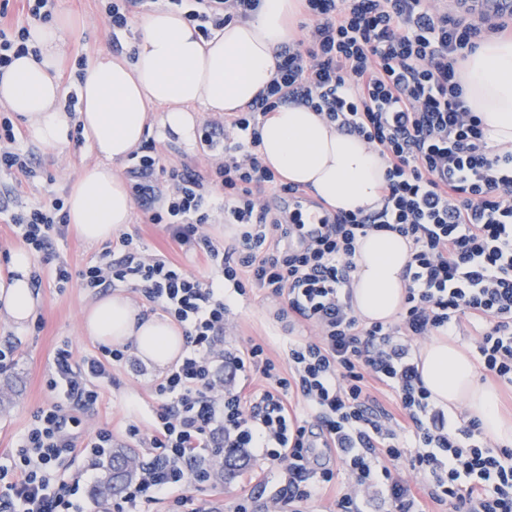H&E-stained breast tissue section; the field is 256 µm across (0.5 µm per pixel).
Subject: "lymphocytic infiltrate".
Wrapping results in <instances>:
<instances>
[{
    "instance_id": "lymphocytic-infiltrate-1",
    "label": "lymphocytic infiltrate",
    "mask_w": 512,
    "mask_h": 512,
    "mask_svg": "<svg viewBox=\"0 0 512 512\" xmlns=\"http://www.w3.org/2000/svg\"><path fill=\"white\" fill-rule=\"evenodd\" d=\"M26 22L0 25V73L31 51L30 27L49 21L55 0H20ZM307 22L281 46L276 73L241 112L207 121L200 137L205 168L169 167L148 142L128 170L135 202L171 244L201 256L218 277L187 271L148 254L120 234L105 262L71 273L57 239L68 215L61 199L19 206L0 194V221L56 280L79 278L97 290L121 284L159 307L184 331L186 350L153 386L158 401L141 467L113 512H136L167 497L175 512H201L182 494L187 477H211L214 456L254 453L279 475L266 512H304L344 470L349 482L336 512H423V499L448 512H512V447L478 420L458 424L436 407L415 357L417 341L454 336L461 322L478 333L483 378L512 387V151L491 145L465 101L464 62L479 44L512 36V17L451 13L441 0H300ZM204 38L254 14L259 0H169ZM304 105L342 133L375 147L386 163L380 210L339 211L322 224L300 213L272 212L268 195L302 199L303 185L281 181L260 155L264 121L283 105ZM0 121V173L36 177L33 156L16 147ZM236 225L234 243L208 234ZM372 231L395 232L411 245L406 297L395 323L362 321L350 292L356 247ZM282 301L277 320L311 328L292 336L283 360L265 343L224 346L231 310L225 287ZM124 345L102 346L73 365L57 348L46 374L56 403L33 413L8 464H0V512H71L80 489L64 462L103 458L112 432L84 439L78 411L97 407ZM260 384H253V375ZM388 393L380 400L378 391ZM334 452L337 468L319 462ZM414 470L415 482L403 479Z\"/></svg>"
}]
</instances>
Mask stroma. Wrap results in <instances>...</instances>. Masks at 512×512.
Returning <instances> with one entry per match:
<instances>
[{
	"label": "stroma",
	"mask_w": 512,
	"mask_h": 512,
	"mask_svg": "<svg viewBox=\"0 0 512 512\" xmlns=\"http://www.w3.org/2000/svg\"><path fill=\"white\" fill-rule=\"evenodd\" d=\"M105 6L106 0L56 2L57 11L69 12L75 21L66 38L64 64L60 71V81L67 92H75L77 88L79 61H92L98 52L112 48V30L104 19ZM14 127L19 131L18 148L36 157L40 164L38 177L31 181L12 184L7 177L0 176V187L12 184L13 198L18 204L45 201L53 195L67 197L79 174L97 161L84 141L72 137L64 145L40 148L29 143L22 134V122H15ZM125 230L137 235L149 252H164L187 270L210 275V268L197 258L184 255L169 245L163 226L143 223L140 211H133ZM106 249V244L87 243L72 231L56 243L57 254L74 274L100 263ZM40 272L42 304L25 329L18 332L0 321V341L10 340L17 345L14 365L0 371V392L8 395L7 401L0 404V460L10 455L14 441L25 430L31 414L54 402V395L45 386V375L56 349L69 345L72 361L78 364L85 356L95 353L98 347L96 341L83 334L81 316L99 299V292L82 288L75 278L66 285H58L53 265H41ZM225 296L232 310L227 346L262 340L267 343L270 355L280 358L281 342L287 332L273 317L277 301L256 291L240 296L229 290ZM112 376L114 381L106 386L98 408L82 413V432L89 436L101 428L111 429L115 447L131 449L141 460H149V448L128 439L125 428L130 424L142 428L148 426L156 405L153 384L159 372L133 357L115 369ZM277 480V473L270 470L266 461L254 456L246 460L237 477L230 480L211 478L203 487L193 489L192 494L207 512H233L237 503L249 493L262 490L273 494Z\"/></svg>",
	"instance_id": "1"
}]
</instances>
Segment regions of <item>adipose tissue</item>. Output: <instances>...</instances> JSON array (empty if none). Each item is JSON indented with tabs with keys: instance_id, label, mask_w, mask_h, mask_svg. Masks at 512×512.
<instances>
[{
	"instance_id": "ef3b65f1",
	"label": "adipose tissue",
	"mask_w": 512,
	"mask_h": 512,
	"mask_svg": "<svg viewBox=\"0 0 512 512\" xmlns=\"http://www.w3.org/2000/svg\"><path fill=\"white\" fill-rule=\"evenodd\" d=\"M294 10V0H260L251 19L226 25L207 40L179 13L155 10L142 19L129 56L98 54L78 84L71 113L56 77L69 18L60 14L32 28L39 53L15 59L0 75V105L24 119L27 139L40 147L65 143L72 126H80L99 158L66 200L70 224L81 238L102 243L129 223L133 199L115 166L144 140L148 106H163V128L185 141L198 123L193 105L219 113L245 110L274 77L277 48L296 37ZM464 80L468 105L488 138L512 151V41L482 44L467 61ZM261 134L264 163L289 182L307 185L333 210L382 207L385 162L379 152L339 132L317 112L298 105L279 108ZM357 252L354 311L369 323L393 320L406 296L407 241L395 233L372 232L358 241ZM32 263L28 251L18 250L0 272V316L17 328L25 327L40 306ZM82 331L104 344H131L138 358L158 368L174 361L185 345L168 319L140 315L118 294L86 309ZM419 369L437 405L464 407L487 435L512 445V419L498 412L495 391L479 382L462 348L447 337H432L419 352Z\"/></svg>"
}]
</instances>
